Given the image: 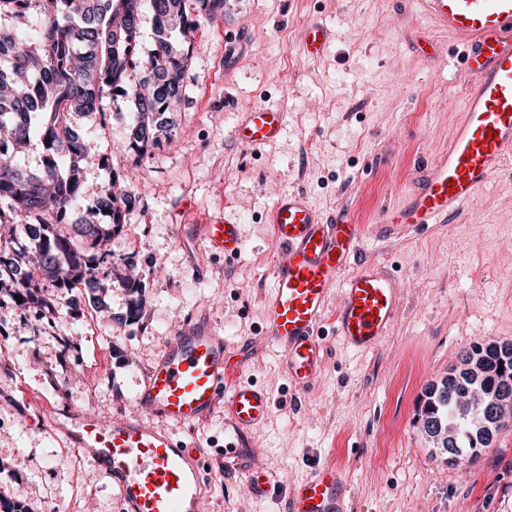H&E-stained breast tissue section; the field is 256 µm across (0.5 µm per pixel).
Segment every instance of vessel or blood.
<instances>
[{
	"instance_id": "1",
	"label": "vessel or blood",
	"mask_w": 512,
	"mask_h": 512,
	"mask_svg": "<svg viewBox=\"0 0 512 512\" xmlns=\"http://www.w3.org/2000/svg\"><path fill=\"white\" fill-rule=\"evenodd\" d=\"M419 15L461 46L466 72L475 79L458 114L448 146L420 168L412 187L386 212L381 227L399 235L472 205L479 190L512 155V0H416ZM330 39L319 23L301 33L304 57L322 56ZM286 114L253 105L237 122L239 143L252 150L279 140ZM270 221L279 250L272 286L263 300L261 338L281 352L292 388L303 392L324 358L325 323L350 350L375 349L388 335L399 308L398 278L380 261L362 258L369 235L346 209L322 216L302 192L278 196ZM202 233L211 253L236 255L239 225L213 218ZM340 287L336 309L330 288ZM128 414L104 419L81 409L58 425L64 440L90 465L103 468L117 491L119 512H204L200 454L184 444L176 427L206 419L216 405L235 433L261 426L272 409L269 395L238 380L222 336L201 323L183 324L138 380ZM239 478L257 498L267 496L273 476L250 466ZM344 479L331 464L314 465L295 486L285 512H347Z\"/></svg>"
}]
</instances>
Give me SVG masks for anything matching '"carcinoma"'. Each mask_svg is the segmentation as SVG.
<instances>
[{
	"label": "carcinoma",
	"mask_w": 512,
	"mask_h": 512,
	"mask_svg": "<svg viewBox=\"0 0 512 512\" xmlns=\"http://www.w3.org/2000/svg\"><path fill=\"white\" fill-rule=\"evenodd\" d=\"M36 9L43 25L21 38L0 25V267L14 269L0 286L22 297L21 305L57 316L62 299L47 288L72 289L81 283L100 288L110 263L103 243L121 231L142 194L118 191L84 194L82 174L93 163L74 128L75 113L105 119L103 102L116 92L132 105L126 150L137 168L162 139H171L165 115L182 101L184 74L191 59L192 35L224 15V0H0V16L22 17ZM154 20L153 48L141 51V18ZM38 137L41 169L23 171L12 159ZM74 222L76 237L60 235L54 225ZM107 212L109 222L93 218ZM127 317L142 316L144 283L126 280ZM512 392V341L492 340L465 351L460 365L424 389L420 429L432 448L450 457L477 458L492 447L507 409L492 415L487 406L496 394Z\"/></svg>",
	"instance_id": "obj_1"
}]
</instances>
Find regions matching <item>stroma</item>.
I'll list each match as a JSON object with an SVG mask.
<instances>
[{"label": "stroma", "mask_w": 512, "mask_h": 512, "mask_svg": "<svg viewBox=\"0 0 512 512\" xmlns=\"http://www.w3.org/2000/svg\"><path fill=\"white\" fill-rule=\"evenodd\" d=\"M313 21L335 39L308 60L299 31ZM424 36L438 39L436 55L418 48ZM451 44L418 16L414 0H224L223 16L192 37L172 142L136 167L149 192L108 243L103 291L54 320L0 294V502L22 501L26 512H116L108 477L78 462L42 412H130L138 378L191 321L212 325L237 374L276 400L267 422L239 438L231 461L242 468L258 460L275 477L262 499L219 469L223 408L177 428L202 447L205 512H279L317 463L342 469L350 512H512V423L477 460L451 465L417 421L421 393L464 349L512 340V156L457 218L363 240L364 252L402 282L397 317L377 349L355 353L325 336L323 367L298 402L279 350L259 338L277 195L301 189L323 212L346 208L359 223H379L417 166L447 147L475 82ZM250 105L286 112L280 142L259 150L237 142V111ZM105 112L77 120L86 148L105 158L83 172L90 196L132 167L124 150L130 103L106 98ZM217 216L242 229L235 258L210 254L198 231ZM132 256L146 284L136 324L123 319ZM89 309L101 322L93 343Z\"/></svg>", "instance_id": "stroma-1"}]
</instances>
